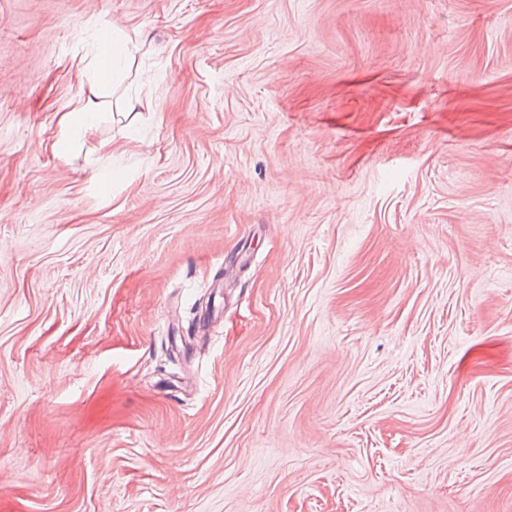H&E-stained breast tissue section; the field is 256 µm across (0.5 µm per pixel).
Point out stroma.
<instances>
[{
	"label": "stroma",
	"instance_id": "1",
	"mask_svg": "<svg viewBox=\"0 0 512 512\" xmlns=\"http://www.w3.org/2000/svg\"><path fill=\"white\" fill-rule=\"evenodd\" d=\"M0 512H512V0H0ZM101 39L103 41H111L112 47L108 43H105L103 45V52L106 54L113 53V55L109 58H105L102 52L97 53L92 59V67L96 82L101 85H107L114 83V80L120 75V70L114 66V56L115 58H119L125 53V42L119 32L106 28L101 29ZM96 119L95 110L87 104H83L78 108H73L71 112H66L61 121V136L55 143L56 150L66 153L68 150V137L67 133L71 129L73 122H80L83 125L90 127Z\"/></svg>",
	"mask_w": 512,
	"mask_h": 512
}]
</instances>
